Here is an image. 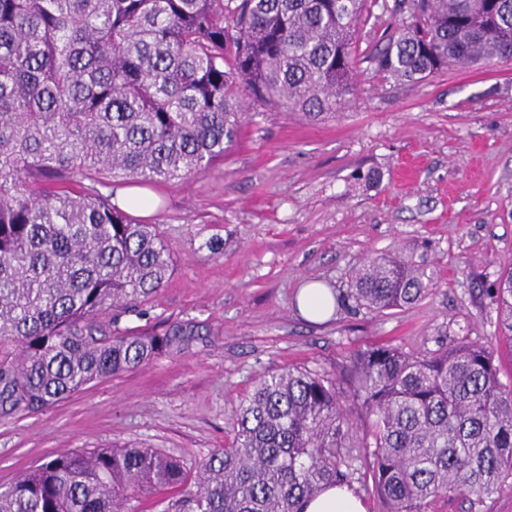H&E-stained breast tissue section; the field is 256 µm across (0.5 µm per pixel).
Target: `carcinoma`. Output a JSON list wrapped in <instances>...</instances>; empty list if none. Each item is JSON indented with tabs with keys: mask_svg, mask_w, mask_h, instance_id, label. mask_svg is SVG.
<instances>
[{
	"mask_svg": "<svg viewBox=\"0 0 512 512\" xmlns=\"http://www.w3.org/2000/svg\"><path fill=\"white\" fill-rule=\"evenodd\" d=\"M367 2L0 0V421L192 349V322L120 327L175 260L117 189L211 169L246 98L311 121L336 115ZM503 59L512 0H411L369 62L413 83ZM436 286L425 263L381 252L331 294L337 309L383 312ZM491 294L512 350V264ZM351 383L345 396L326 373H269L240 401L231 443L195 475L154 448L63 452L0 486V512H137L140 499L190 482L167 512H304L326 487L352 485L360 464L382 512L472 509L512 488V382L494 345H371Z\"/></svg>",
	"mask_w": 512,
	"mask_h": 512,
	"instance_id": "cac0c4a2",
	"label": "carcinoma"
}]
</instances>
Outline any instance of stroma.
Listing matches in <instances>:
<instances>
[{
  "label": "stroma",
  "instance_id": "stroma-1",
  "mask_svg": "<svg viewBox=\"0 0 512 512\" xmlns=\"http://www.w3.org/2000/svg\"><path fill=\"white\" fill-rule=\"evenodd\" d=\"M405 19L372 7L341 114L314 123L248 105L223 161L148 188L137 217L159 226L176 266L147 315L121 324L193 321L202 341L0 422V486L61 452L123 444L192 471L231 441L240 400L267 373L341 378L371 344L415 354L494 333L487 288L512 258V60L385 79L367 57ZM374 251L426 260L437 288L402 310L299 313L302 286L346 284Z\"/></svg>",
  "mask_w": 512,
  "mask_h": 512
}]
</instances>
